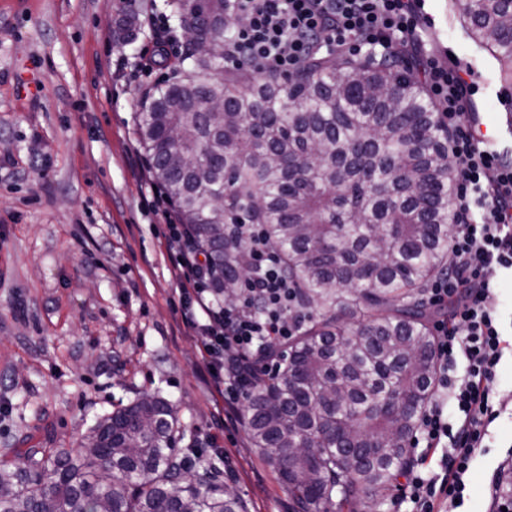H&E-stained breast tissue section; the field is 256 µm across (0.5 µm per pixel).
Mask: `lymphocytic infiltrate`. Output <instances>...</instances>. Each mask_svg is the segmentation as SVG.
<instances>
[{
    "mask_svg": "<svg viewBox=\"0 0 512 512\" xmlns=\"http://www.w3.org/2000/svg\"><path fill=\"white\" fill-rule=\"evenodd\" d=\"M426 0H226L239 24L224 43V60L257 74H285L307 59L359 55L383 48L419 51L416 35L432 26ZM418 76L439 107L450 133L456 170L448 268L425 290L428 302L450 307L434 325L435 390L422 409L417 432L426 446L442 449L439 469L412 467L413 512H460L473 461L485 453L490 425L507 404L495 388L496 373L512 336L498 312V276L512 274V162L486 148L471 115L480 91L470 68L451 53H424ZM153 204L169 227L167 253L176 269L182 318L196 342L214 387L237 423L238 407L269 372L265 350L298 335L305 321L301 294L285 262L258 224L239 230L249 245L250 271L243 297L227 302L211 284L208 259L167 198ZM456 414L448 423L445 410Z\"/></svg>",
    "mask_w": 512,
    "mask_h": 512,
    "instance_id": "1",
    "label": "lymphocytic infiltrate"
}]
</instances>
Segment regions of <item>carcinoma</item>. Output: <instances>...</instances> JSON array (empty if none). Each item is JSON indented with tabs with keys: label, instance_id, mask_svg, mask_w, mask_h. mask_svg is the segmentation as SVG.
Returning a JSON list of instances; mask_svg holds the SVG:
<instances>
[{
	"label": "carcinoma",
	"instance_id": "1",
	"mask_svg": "<svg viewBox=\"0 0 512 512\" xmlns=\"http://www.w3.org/2000/svg\"><path fill=\"white\" fill-rule=\"evenodd\" d=\"M191 44L136 113L152 178L232 301L265 225L309 313L284 365L253 389L243 423L293 512H381L433 394L436 312L423 288L448 267L455 167L423 84L368 63L312 57L288 76L224 70L225 0H168ZM475 45L512 81V0H465ZM126 13L112 37L135 38ZM173 405L143 394L95 420L80 450L0 460V512H247L200 454L179 445Z\"/></svg>",
	"mask_w": 512,
	"mask_h": 512
}]
</instances>
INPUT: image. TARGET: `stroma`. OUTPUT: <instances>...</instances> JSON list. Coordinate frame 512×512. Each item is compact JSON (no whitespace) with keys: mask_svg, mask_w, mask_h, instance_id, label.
I'll return each instance as SVG.
<instances>
[{"mask_svg":"<svg viewBox=\"0 0 512 512\" xmlns=\"http://www.w3.org/2000/svg\"><path fill=\"white\" fill-rule=\"evenodd\" d=\"M153 0H0V449L79 450L95 419L146 393L176 405L182 447L210 457L248 512H292L244 426L218 429L224 400L191 337L146 202L135 114L148 79ZM427 48L453 49L480 84L474 109L501 153L512 128L495 63L451 0H427ZM133 43L112 38L123 11ZM466 512H489L497 464L512 467V414L490 427Z\"/></svg>","mask_w":512,"mask_h":512,"instance_id":"1","label":"stroma"}]
</instances>
